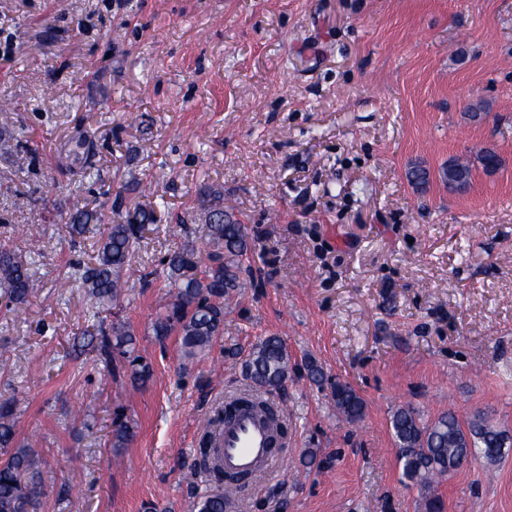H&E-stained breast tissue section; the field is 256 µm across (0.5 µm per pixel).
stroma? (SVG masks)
Returning a JSON list of instances; mask_svg holds the SVG:
<instances>
[{"label": "stroma", "mask_w": 512, "mask_h": 512, "mask_svg": "<svg viewBox=\"0 0 512 512\" xmlns=\"http://www.w3.org/2000/svg\"><path fill=\"white\" fill-rule=\"evenodd\" d=\"M0 249L42 240L28 302L0 299V402L41 460L39 512H192L203 422L247 387L268 336L295 371L276 399L288 446L235 512H512V447L420 490L390 420L488 413L512 436V0H0ZM92 155L91 172L76 160ZM484 148L449 190L439 173ZM428 170L423 188L406 176ZM165 188L163 198L149 194ZM235 206L254 240L224 333L189 369L150 331L174 286L161 260L200 240L204 203ZM154 209L128 286L98 311L81 284L98 235L71 216L126 223ZM123 321L151 365L123 399L134 429L109 445L115 386L95 319ZM324 370L309 380L305 360ZM364 400L344 423L335 383ZM319 449L328 468H306Z\"/></svg>", "instance_id": "1"}]
</instances>
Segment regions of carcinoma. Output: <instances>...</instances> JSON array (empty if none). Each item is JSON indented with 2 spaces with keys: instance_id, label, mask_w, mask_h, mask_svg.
Returning <instances> with one entry per match:
<instances>
[{
  "instance_id": "obj_1",
  "label": "carcinoma",
  "mask_w": 512,
  "mask_h": 512,
  "mask_svg": "<svg viewBox=\"0 0 512 512\" xmlns=\"http://www.w3.org/2000/svg\"><path fill=\"white\" fill-rule=\"evenodd\" d=\"M470 176L469 166L454 161L442 173L448 188L459 189ZM101 223V216L89 210L77 212L71 231L84 235ZM154 223L151 211H141L126 224H110L99 242L95 262L78 270V279L88 295L100 307L117 302L126 288L124 271L131 249L142 232ZM205 237L213 251L208 262L199 258L192 242L167 254L168 277L176 291L151 322L150 331L163 342L179 338V352L184 363L193 362L209 351L213 341L224 332V306L242 287L253 242L247 227L233 208L217 201L204 212ZM31 263L9 250L0 251V297L13 305L28 301L35 288ZM93 350L110 373L113 382H125L143 388L152 376L151 365L136 351L133 330L118 321L109 327L98 324L91 335ZM291 372L287 347L277 336L256 343L245 361V377L252 387L267 392L286 386ZM336 411L348 423L360 421L365 402L348 384L336 383L332 390ZM278 419L274 403L261 399L240 398ZM16 400L0 404V449L9 451L0 461V512H38L44 496V484L38 454L25 443L16 441ZM111 448H124L131 441L133 428L118 405L113 411ZM391 427L396 442L397 459L403 474L422 488L475 458L495 462L502 457L509 436L493 424L488 414L478 412L462 420L453 412L442 413L424 422L411 407H400L392 415ZM217 489L207 491L194 501L196 512H228L231 494L218 488L224 483L219 468L213 469Z\"/></svg>"
}]
</instances>
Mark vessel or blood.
Instances as JSON below:
<instances>
[{"instance_id": "1", "label": "vessel or blood", "mask_w": 512, "mask_h": 512, "mask_svg": "<svg viewBox=\"0 0 512 512\" xmlns=\"http://www.w3.org/2000/svg\"><path fill=\"white\" fill-rule=\"evenodd\" d=\"M288 438L286 424L245 406L227 407L215 428L214 448L225 475L249 482L269 474Z\"/></svg>"}]
</instances>
